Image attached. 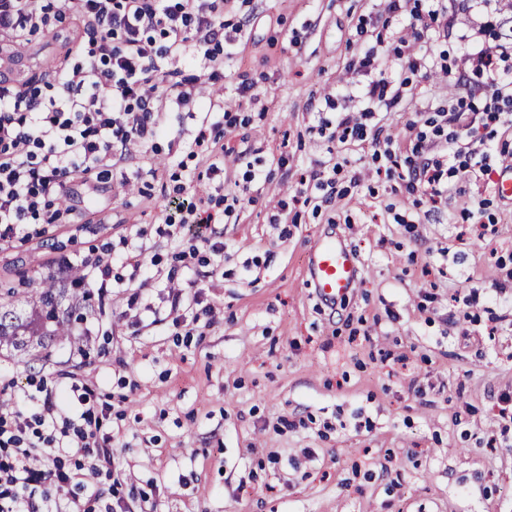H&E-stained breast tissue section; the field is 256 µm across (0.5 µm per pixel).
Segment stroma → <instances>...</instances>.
Returning <instances> with one entry per match:
<instances>
[{"instance_id": "1", "label": "stroma", "mask_w": 512, "mask_h": 512, "mask_svg": "<svg viewBox=\"0 0 512 512\" xmlns=\"http://www.w3.org/2000/svg\"><path fill=\"white\" fill-rule=\"evenodd\" d=\"M418 0H227L224 22L239 49L225 57L224 195L249 193L223 223L171 226L182 204L208 208L214 190L199 147L201 116L170 112L153 141L91 179L73 176L64 201L75 224H48L0 247V287L63 276L113 248L105 289L90 285L84 322L34 355L0 351V399L31 378H70L106 400L102 434L122 468L133 512H512V203L493 184L467 183L439 206L399 178H366L371 146L319 135L338 110L364 109L357 88L384 77L405 91L374 119L403 137L405 125L461 97L483 108L491 91L408 69L394 54ZM431 23L422 43L438 64L467 68L480 44L512 39L499 29L506 0H470ZM74 22L31 36L4 75L42 82L64 61ZM374 57L370 75L347 66ZM254 101H241L242 81ZM332 96L335 108L325 105ZM262 171L245 183L247 165ZM338 167L339 197L313 206V172ZM485 235H478L479 226ZM342 236L364 268L331 310L304 273L319 234ZM186 268L176 254L198 236ZM141 238L145 251L123 239ZM152 278L131 283L135 266ZM200 288V306L170 313L169 287ZM472 296L463 304V296ZM211 314H201V306ZM87 356L75 364L71 352Z\"/></svg>"}]
</instances>
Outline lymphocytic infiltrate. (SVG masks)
<instances>
[{
  "instance_id": "obj_1",
  "label": "lymphocytic infiltrate",
  "mask_w": 512,
  "mask_h": 512,
  "mask_svg": "<svg viewBox=\"0 0 512 512\" xmlns=\"http://www.w3.org/2000/svg\"><path fill=\"white\" fill-rule=\"evenodd\" d=\"M445 14L442 0L416 11L395 54L410 70L427 67L417 48L428 24ZM83 31L72 61L46 87L0 83V245L37 232L43 224H72L67 207L55 205L72 174L96 175L117 156L156 137V112H211L219 100L200 102L197 77L183 66L203 57L206 81L217 84L223 55L236 43L224 33V0H0V44L24 46L32 35L67 18ZM512 42L479 49L471 71L492 94L481 111L449 102L425 121L408 160L405 187L437 202L451 179L489 175L487 153L464 148L463 131L488 120L512 126V82L502 65ZM24 395L34 405L23 414L0 403V512H125L106 504L98 478L121 486L112 446L100 438V401L87 387L60 388L35 379Z\"/></svg>"
}]
</instances>
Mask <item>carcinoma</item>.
<instances>
[{"label":"carcinoma","mask_w":512,"mask_h":512,"mask_svg":"<svg viewBox=\"0 0 512 512\" xmlns=\"http://www.w3.org/2000/svg\"><path fill=\"white\" fill-rule=\"evenodd\" d=\"M84 295L50 277L33 288L0 291V347L27 352L71 335L68 317L72 303Z\"/></svg>","instance_id":"carcinoma-1"}]
</instances>
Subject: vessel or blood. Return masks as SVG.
I'll return each instance as SVG.
<instances>
[{
  "instance_id": "b4317fda",
  "label": "vessel or blood",
  "mask_w": 512,
  "mask_h": 512,
  "mask_svg": "<svg viewBox=\"0 0 512 512\" xmlns=\"http://www.w3.org/2000/svg\"><path fill=\"white\" fill-rule=\"evenodd\" d=\"M362 275L356 253L336 235L321 237L307 269V283L326 304L342 300L356 288Z\"/></svg>"
}]
</instances>
